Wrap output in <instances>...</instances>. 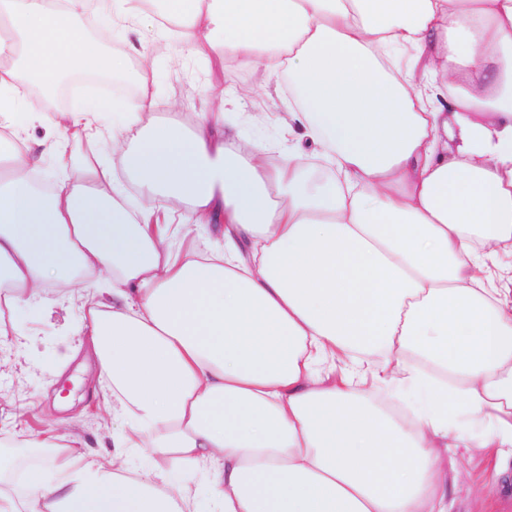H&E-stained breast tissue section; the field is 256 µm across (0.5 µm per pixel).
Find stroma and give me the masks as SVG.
Masks as SVG:
<instances>
[{
    "instance_id": "1",
    "label": "stroma",
    "mask_w": 512,
    "mask_h": 512,
    "mask_svg": "<svg viewBox=\"0 0 512 512\" xmlns=\"http://www.w3.org/2000/svg\"><path fill=\"white\" fill-rule=\"evenodd\" d=\"M145 40L155 60L154 76L149 80L156 99L155 116L176 112L185 125H192L205 87L221 84L235 101L231 108L234 117L249 123L252 137L267 149L271 162H278L288 148V139L278 133L267 97L249 73L214 56L193 57L173 68L168 57L175 51V43L158 40L150 32ZM15 122L24 129L29 145L39 150L51 144L74 154L102 149L100 142L61 135L46 122L30 120L24 112L16 114ZM86 296L84 289H62L52 282L46 287L43 307L18 311L28 345L20 356L11 349L0 351L1 436L44 430L47 420L53 418L64 422L89 455L100 459L110 453L112 432L120 422L101 406L107 386L94 381L93 367L81 372L76 363L61 362L65 345L74 340L76 316ZM455 466L463 482L487 486L492 512H512V474L490 484L491 463L474 448L459 449Z\"/></svg>"
}]
</instances>
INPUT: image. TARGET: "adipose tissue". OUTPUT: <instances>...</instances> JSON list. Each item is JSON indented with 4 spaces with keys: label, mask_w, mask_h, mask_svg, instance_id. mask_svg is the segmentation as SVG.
<instances>
[{
    "label": "adipose tissue",
    "mask_w": 512,
    "mask_h": 512,
    "mask_svg": "<svg viewBox=\"0 0 512 512\" xmlns=\"http://www.w3.org/2000/svg\"><path fill=\"white\" fill-rule=\"evenodd\" d=\"M150 2L0 0V344L96 278L78 349L122 422L103 461L12 435L0 512H453L457 449L512 467V0H162L171 64L288 83L276 164L221 85L193 127L154 118L146 49L105 51ZM78 70L137 90L112 131L56 110L111 154L53 152L46 181L13 116ZM176 218L218 245L173 249Z\"/></svg>",
    "instance_id": "1"
}]
</instances>
